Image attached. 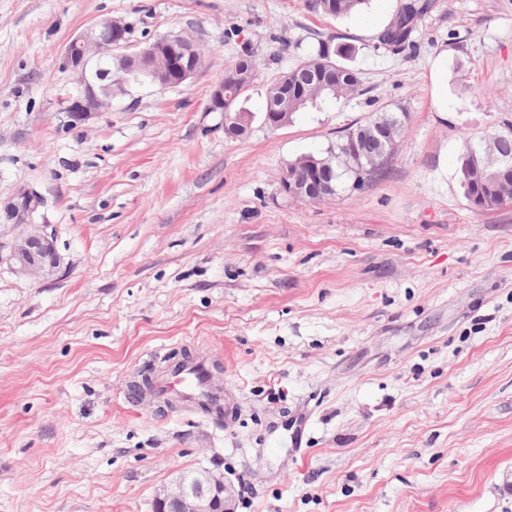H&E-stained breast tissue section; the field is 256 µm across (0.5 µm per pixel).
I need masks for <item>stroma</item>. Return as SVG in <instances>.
<instances>
[{"label": "stroma", "instance_id": "1", "mask_svg": "<svg viewBox=\"0 0 512 512\" xmlns=\"http://www.w3.org/2000/svg\"><path fill=\"white\" fill-rule=\"evenodd\" d=\"M402 3L0 0V512H154L200 468L235 512H512V203L474 207L458 175L464 137L512 119V0H430L413 47L375 49ZM105 15L135 44L192 35L203 64L73 124L61 52ZM328 35L361 94L265 126L268 85ZM244 47L255 120L231 141L208 105ZM383 109L409 115L386 174L282 190ZM31 224L61 258L46 280L9 259ZM199 346L222 420L126 401ZM368 3L369 0H313L312 7L325 16L342 17L362 11Z\"/></svg>", "mask_w": 512, "mask_h": 512}]
</instances>
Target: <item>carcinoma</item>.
I'll list each match as a JSON object with an SVG mask.
<instances>
[{"label":"carcinoma","mask_w":512,"mask_h":512,"mask_svg":"<svg viewBox=\"0 0 512 512\" xmlns=\"http://www.w3.org/2000/svg\"><path fill=\"white\" fill-rule=\"evenodd\" d=\"M368 3L369 0H312V7L325 16L342 17L362 11L364 5ZM425 9L426 4L420 0H407L401 5L393 22L375 37V41L394 54L400 53L412 42L416 23L423 16ZM354 51L355 48L351 45L335 44L333 36L319 38L315 50L305 60L286 71L288 95H295L296 74L306 67L319 66L322 70L330 72L332 84L316 90L302 101L288 102V117H293L296 112L318 100L338 99L347 94L362 92L360 73L344 63V59L350 57ZM252 65V55L245 50L224 69V105L228 106L230 112L237 111L236 105L245 94L232 77L243 75L249 79V84H254L256 70ZM407 120L408 115L405 113L399 115L381 111L367 122L346 129L336 145L326 152L327 161L335 170L329 195L335 196L342 189L360 191L375 177L383 174L388 161L384 160L373 169H368L365 161L358 158L354 152L355 144L360 137L377 126L388 130L392 143L398 145L403 138ZM491 144L493 141L486 138L477 141L467 138L459 158L460 180L465 195L472 205L480 209H493L506 202H512V180L498 176V166L493 164L492 155L488 152Z\"/></svg>","instance_id":"1"}]
</instances>
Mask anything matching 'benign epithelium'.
<instances>
[{
  "label": "benign epithelium",
  "mask_w": 512,
  "mask_h": 512,
  "mask_svg": "<svg viewBox=\"0 0 512 512\" xmlns=\"http://www.w3.org/2000/svg\"><path fill=\"white\" fill-rule=\"evenodd\" d=\"M130 26L110 16L74 35L62 52V66L73 73L78 82L76 93L68 101L66 112L74 122H85L98 112L112 109V100L131 93L145 84L160 88L186 83L197 72L202 50L196 40L184 32H171L148 45L132 50ZM122 57L128 64H138L150 72L143 79L134 70L118 73L112 59ZM208 110L224 113V122L237 123L241 114L224 111V83H219L210 96ZM389 138L380 132L357 143L359 157L373 164L381 156ZM329 165L320 163L306 180H296L289 172L281 175L284 190L294 199L320 201L327 197L326 179ZM11 259L18 270L36 279H48L61 265L53 237L43 224L31 229L15 243ZM232 483L219 471L200 474L188 482L178 477L157 498L159 512H235Z\"/></svg>",
  "instance_id": "obj_1"
}]
</instances>
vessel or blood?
Masks as SVG:
<instances>
[{
	"label": "vessel or blood",
	"mask_w": 512,
	"mask_h": 512,
	"mask_svg": "<svg viewBox=\"0 0 512 512\" xmlns=\"http://www.w3.org/2000/svg\"><path fill=\"white\" fill-rule=\"evenodd\" d=\"M209 362L205 356H196L182 368H170L154 380L153 394L156 398L179 397L186 406L206 405L211 418L222 417L225 413L224 393L212 383Z\"/></svg>",
	"instance_id": "obj_1"
}]
</instances>
